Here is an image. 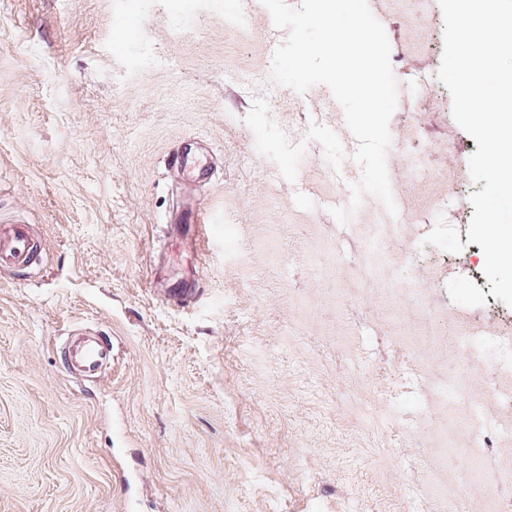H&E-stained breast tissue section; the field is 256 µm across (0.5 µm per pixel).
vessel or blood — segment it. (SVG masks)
<instances>
[{
    "label": "vessel or blood",
    "mask_w": 512,
    "mask_h": 512,
    "mask_svg": "<svg viewBox=\"0 0 512 512\" xmlns=\"http://www.w3.org/2000/svg\"><path fill=\"white\" fill-rule=\"evenodd\" d=\"M167 164L181 175L185 186L183 196L165 218L169 234L178 241L192 240L198 251H206L210 230L201 197L216 184L214 157L201 140L189 138L173 149ZM47 250V243L35 236L30 224L20 219H0V270L24 271L40 262ZM152 284L173 301L190 302L197 296L201 278L195 269L172 273L159 265L153 270ZM111 355V345L97 341L70 343L65 353L70 363L89 370Z\"/></svg>",
    "instance_id": "vessel-or-blood-1"
}]
</instances>
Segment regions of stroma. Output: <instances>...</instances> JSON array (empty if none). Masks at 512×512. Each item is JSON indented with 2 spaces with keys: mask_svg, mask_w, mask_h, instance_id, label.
Instances as JSON below:
<instances>
[{
  "mask_svg": "<svg viewBox=\"0 0 512 512\" xmlns=\"http://www.w3.org/2000/svg\"><path fill=\"white\" fill-rule=\"evenodd\" d=\"M175 3L0 0V213L21 210L49 247L39 273L0 272V512H448L459 497L486 512L478 487L512 497V375L478 346L512 337V307L468 240L477 144L436 77L438 0H368L398 82L386 164L401 237L372 267L370 198L347 224L331 214L357 149L341 105L270 78L286 30L261 0H244L247 29L198 0L177 30ZM124 26L159 66L114 48ZM187 137L217 154L201 255L164 224L167 156ZM440 218L460 253L425 245ZM162 255L197 263L199 304L151 287ZM412 280L426 303L403 330L381 286ZM79 327L112 343L101 373L60 363Z\"/></svg>",
  "mask_w": 512,
  "mask_h": 512,
  "instance_id": "1",
  "label": "stroma"
}]
</instances>
